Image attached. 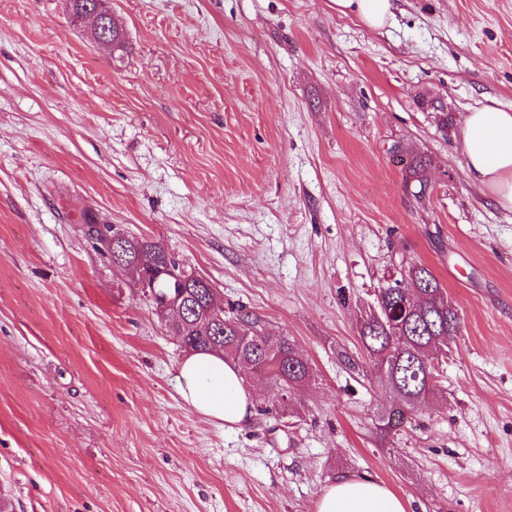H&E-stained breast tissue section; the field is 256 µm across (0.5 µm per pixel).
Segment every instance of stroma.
Here are the masks:
<instances>
[{
	"instance_id": "1",
	"label": "stroma",
	"mask_w": 512,
	"mask_h": 512,
	"mask_svg": "<svg viewBox=\"0 0 512 512\" xmlns=\"http://www.w3.org/2000/svg\"><path fill=\"white\" fill-rule=\"evenodd\" d=\"M367 29L332 0H0V499L8 512H314L337 478L407 512H512V214L462 119L512 109V0H395ZM452 124L438 130L422 97ZM429 159L423 199L404 161ZM161 244L313 369L287 410L248 373L229 431L179 394L186 353L88 222ZM426 265L461 331L436 397L352 375L395 268ZM86 15L90 17L88 19L91 20L92 33L95 41H97L101 45L112 47V40H115L119 37V40L112 48L117 49L123 46L122 29H120L115 20L112 19V14L110 12L102 11L99 3L96 2V5L93 8H87ZM110 21L111 24H109ZM109 29H111V32L109 31Z\"/></svg>"
}]
</instances>
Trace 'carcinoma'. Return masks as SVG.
<instances>
[{"instance_id": "1", "label": "carcinoma", "mask_w": 512, "mask_h": 512, "mask_svg": "<svg viewBox=\"0 0 512 512\" xmlns=\"http://www.w3.org/2000/svg\"><path fill=\"white\" fill-rule=\"evenodd\" d=\"M423 104L436 112L439 128L448 131L451 118L442 101L430 98ZM426 166L421 158L409 160L406 166V182L414 184V196L419 198L429 189ZM128 248L129 257L144 259L148 267L168 257L161 244L145 238L129 239ZM400 275L410 287L389 283L379 288L374 307L360 320L362 359L346 351L340 352L339 358L348 371L370 374L381 386L382 374H388L404 390L406 411L411 413L439 393L437 363L448 356L450 344L459 335L460 318L446 289L426 266L403 265ZM186 301L195 315L210 310L211 289L203 283V277L188 284ZM176 336L189 351L203 353L222 348L224 357L264 373L281 388L279 404L283 409L312 377L310 362L288 337L267 334L258 317L242 310L223 315L221 321L206 329L190 320Z\"/></svg>"}]
</instances>
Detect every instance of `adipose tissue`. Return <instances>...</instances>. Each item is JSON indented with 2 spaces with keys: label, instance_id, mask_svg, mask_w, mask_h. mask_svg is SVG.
Instances as JSON below:
<instances>
[{
  "label": "adipose tissue",
  "instance_id": "adipose-tissue-1",
  "mask_svg": "<svg viewBox=\"0 0 512 512\" xmlns=\"http://www.w3.org/2000/svg\"><path fill=\"white\" fill-rule=\"evenodd\" d=\"M341 15L367 28H384L393 16V0H333ZM466 165L478 173L495 203L512 212V111L486 107L463 118ZM180 396L198 414L234 430L251 418L254 396L243 385V368L223 354H194L178 366ZM315 512H406L404 500L371 480L346 478L326 487Z\"/></svg>",
  "mask_w": 512,
  "mask_h": 512
}]
</instances>
